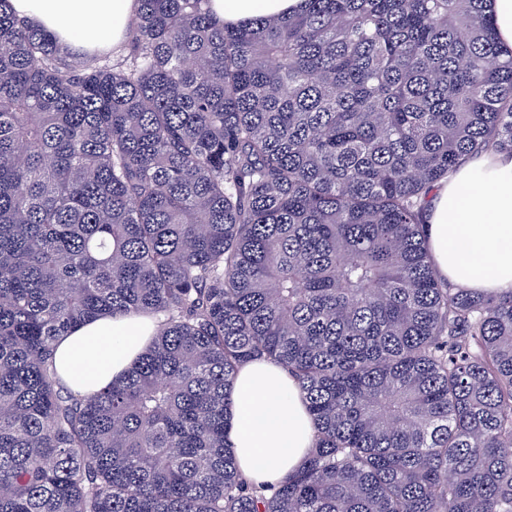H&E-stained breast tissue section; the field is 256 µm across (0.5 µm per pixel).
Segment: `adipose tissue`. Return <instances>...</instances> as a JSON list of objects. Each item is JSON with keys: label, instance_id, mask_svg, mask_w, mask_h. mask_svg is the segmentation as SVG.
<instances>
[{"label": "adipose tissue", "instance_id": "ef3b65f1", "mask_svg": "<svg viewBox=\"0 0 512 512\" xmlns=\"http://www.w3.org/2000/svg\"><path fill=\"white\" fill-rule=\"evenodd\" d=\"M14 13L52 33L62 51L120 45L137 0H9ZM305 0H210L229 27L262 15L300 12ZM438 276L477 293L512 291V155L490 153L457 167L434 188L424 224ZM158 324L142 315L104 316L61 336L54 368L76 394L119 379L149 346ZM313 438L300 391L278 363L253 360L237 374L230 444L242 474L274 484L297 468Z\"/></svg>", "mask_w": 512, "mask_h": 512}]
</instances>
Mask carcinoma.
<instances>
[{
	"label": "carcinoma",
	"instance_id": "carcinoma-1",
	"mask_svg": "<svg viewBox=\"0 0 512 512\" xmlns=\"http://www.w3.org/2000/svg\"><path fill=\"white\" fill-rule=\"evenodd\" d=\"M138 2L98 65L0 0V512H512V291L423 234L438 181L512 154L488 0ZM104 314L159 330L76 395L55 342ZM259 359L314 428L272 491L228 441ZM212 16L229 27L241 26L262 15L300 12L305 0H211Z\"/></svg>",
	"mask_w": 512,
	"mask_h": 512
}]
</instances>
